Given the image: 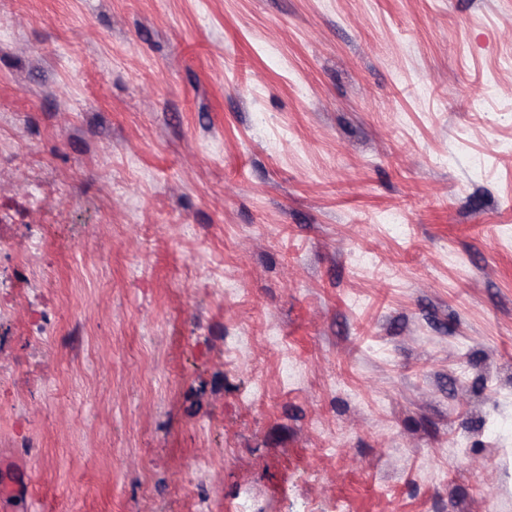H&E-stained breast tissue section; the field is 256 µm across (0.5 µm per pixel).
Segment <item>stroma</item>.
Listing matches in <instances>:
<instances>
[{
    "mask_svg": "<svg viewBox=\"0 0 512 512\" xmlns=\"http://www.w3.org/2000/svg\"><path fill=\"white\" fill-rule=\"evenodd\" d=\"M0 29V512H512V0Z\"/></svg>",
    "mask_w": 512,
    "mask_h": 512,
    "instance_id": "35a3bbf8",
    "label": "stroma"
}]
</instances>
